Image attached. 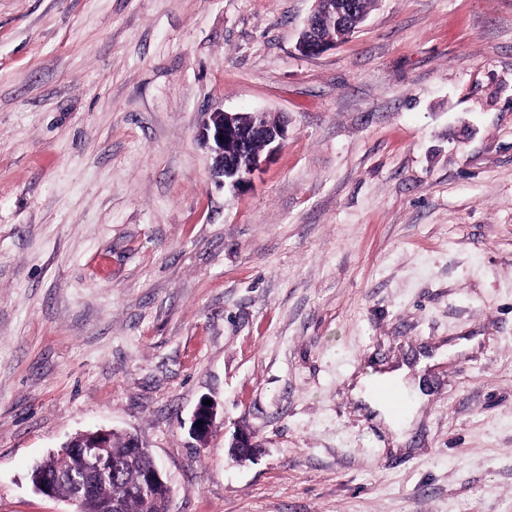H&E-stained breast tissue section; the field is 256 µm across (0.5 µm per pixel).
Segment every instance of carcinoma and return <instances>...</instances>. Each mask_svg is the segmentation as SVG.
<instances>
[{
	"label": "carcinoma",
	"instance_id": "carcinoma-1",
	"mask_svg": "<svg viewBox=\"0 0 512 512\" xmlns=\"http://www.w3.org/2000/svg\"><path fill=\"white\" fill-rule=\"evenodd\" d=\"M112 475L93 487L80 502L81 512H103L116 503L124 512H169L172 490L147 493L139 485L140 473L152 469L156 462L147 448L130 447L131 437L108 433ZM29 480L37 492L49 486L50 496L72 500L84 482V467L79 452L61 450L36 464Z\"/></svg>",
	"mask_w": 512,
	"mask_h": 512
}]
</instances>
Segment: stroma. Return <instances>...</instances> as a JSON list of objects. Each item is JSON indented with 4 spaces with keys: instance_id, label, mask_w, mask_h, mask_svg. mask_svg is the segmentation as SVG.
I'll return each mask as SVG.
<instances>
[{
    "instance_id": "stroma-1",
    "label": "stroma",
    "mask_w": 512,
    "mask_h": 512,
    "mask_svg": "<svg viewBox=\"0 0 512 512\" xmlns=\"http://www.w3.org/2000/svg\"><path fill=\"white\" fill-rule=\"evenodd\" d=\"M313 5L0 0V512H74L28 472L99 428L172 512H512V0L307 56ZM217 107L288 120L246 189ZM442 348L393 447L351 384ZM209 400L207 398L201 399L199 402L192 421L190 431L199 444H205L208 440L210 432L216 421V412L213 404L204 405L203 401ZM202 420L203 424H198V421Z\"/></svg>"
}]
</instances>
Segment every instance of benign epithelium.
I'll return each instance as SVG.
<instances>
[{"label":"benign epithelium","mask_w":512,"mask_h":512,"mask_svg":"<svg viewBox=\"0 0 512 512\" xmlns=\"http://www.w3.org/2000/svg\"><path fill=\"white\" fill-rule=\"evenodd\" d=\"M317 7L309 16L298 42V50L304 55H318L336 45V41L323 36L324 26H336L341 22L349 27L353 9L346 0H316ZM284 121L270 118L267 112H226L216 109L209 113L198 137L213 154L212 172L224 184L234 189L244 187L249 176L260 166L262 156L275 154L286 139ZM256 140L263 142L267 152L262 154L252 150ZM216 421L213 405L198 404L190 431L195 439L204 444ZM107 431L94 434L95 442L82 448L85 468L92 475L103 472L106 461Z\"/></svg>","instance_id":"7a95c632"}]
</instances>
